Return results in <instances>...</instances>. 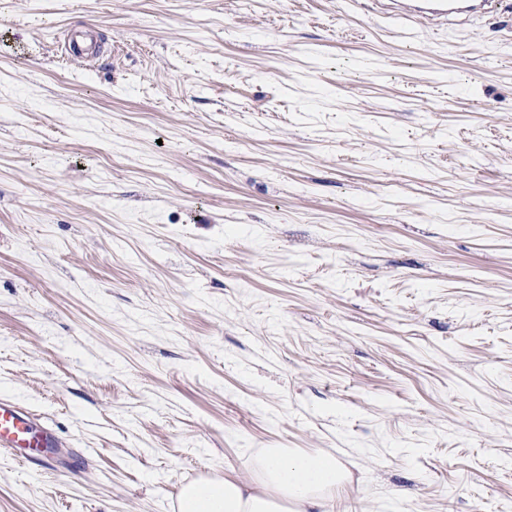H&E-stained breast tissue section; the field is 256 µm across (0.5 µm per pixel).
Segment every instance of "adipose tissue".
I'll list each match as a JSON object with an SVG mask.
<instances>
[{
  "mask_svg": "<svg viewBox=\"0 0 512 512\" xmlns=\"http://www.w3.org/2000/svg\"><path fill=\"white\" fill-rule=\"evenodd\" d=\"M350 479L335 458L290 448H264L250 480L205 477L184 485L176 512H329L337 487Z\"/></svg>",
  "mask_w": 512,
  "mask_h": 512,
  "instance_id": "ef3b65f1",
  "label": "adipose tissue"
}]
</instances>
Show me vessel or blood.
<instances>
[{"mask_svg":"<svg viewBox=\"0 0 512 512\" xmlns=\"http://www.w3.org/2000/svg\"><path fill=\"white\" fill-rule=\"evenodd\" d=\"M503 0H384L380 13L399 12L415 23L434 28L449 16L470 11L495 13ZM60 438L49 427L37 425L34 416L17 404L0 399V449L15 454L22 466H45L53 462L52 448Z\"/></svg>","mask_w":512,"mask_h":512,"instance_id":"vessel-or-blood-1","label":"vessel or blood"}]
</instances>
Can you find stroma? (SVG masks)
Listing matches in <instances>:
<instances>
[{"label": "stroma", "mask_w": 512, "mask_h": 512, "mask_svg": "<svg viewBox=\"0 0 512 512\" xmlns=\"http://www.w3.org/2000/svg\"><path fill=\"white\" fill-rule=\"evenodd\" d=\"M1 396L64 446L0 452V512L261 448L334 457L333 512H512V9L0 0ZM381 14L399 12L422 27L436 28L451 15L467 14L477 9L481 14L496 13L503 0H379ZM389 2V3H382Z\"/></svg>", "instance_id": "1"}]
</instances>
